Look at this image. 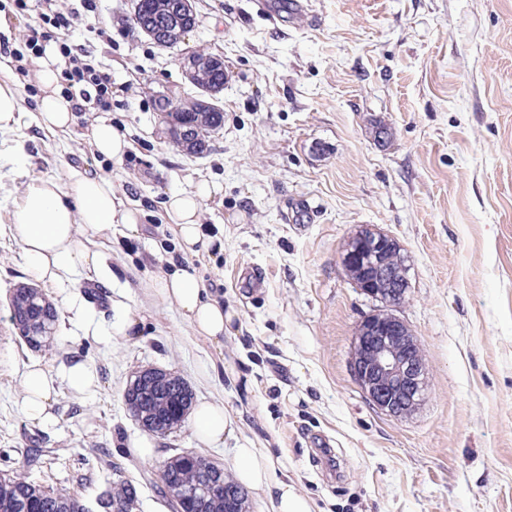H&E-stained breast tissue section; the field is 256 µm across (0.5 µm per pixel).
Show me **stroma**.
Segmentation results:
<instances>
[{
  "mask_svg": "<svg viewBox=\"0 0 512 512\" xmlns=\"http://www.w3.org/2000/svg\"><path fill=\"white\" fill-rule=\"evenodd\" d=\"M95 4L106 37L79 25L68 44L111 74L112 107L54 136L38 125L39 56L26 46L36 13L0 0V42L24 56L9 73L21 110L0 131V471L90 503L117 463L138 490L132 512H172L161 463L192 451L232 469L240 436L209 448L189 419L164 437L145 431L123 394L157 368L195 400L222 399L275 476H291L319 512H512V0H308L307 17L275 22L254 0H196V27L170 47L134 27L135 0ZM198 49L224 58V126L190 155L171 141L158 97L194 96L181 62ZM100 118L126 131L121 160L92 153ZM377 122L391 132L382 147ZM75 167L112 179L142 210L140 232L89 235L114 274L102 299L85 298L103 335H79L65 289L46 284L59 319L53 342L33 349L10 320L26 281L15 213L29 185ZM202 180L222 187L203 206L214 239L184 255L167 240L163 203ZM360 224L409 257L398 314L425 355L429 395L406 418L370 405L350 371L355 328L375 308L339 260ZM175 264L234 310L223 347L149 293ZM253 268L267 277L255 294L242 281ZM127 312L142 318L139 332L108 337ZM219 357L223 377L204 379ZM74 358L95 368L97 388L80 398L59 379L53 424L29 422L28 366L58 376Z\"/></svg>",
  "mask_w": 512,
  "mask_h": 512,
  "instance_id": "1",
  "label": "stroma"
}]
</instances>
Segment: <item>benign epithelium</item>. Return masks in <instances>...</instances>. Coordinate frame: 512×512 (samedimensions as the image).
Masks as SVG:
<instances>
[{"label": "benign epithelium", "mask_w": 512, "mask_h": 512, "mask_svg": "<svg viewBox=\"0 0 512 512\" xmlns=\"http://www.w3.org/2000/svg\"><path fill=\"white\" fill-rule=\"evenodd\" d=\"M340 263L354 286L379 304L353 337L350 369L368 402L395 417L415 413L428 394L423 350L406 322L394 314L409 292V259L373 225H360L344 242Z\"/></svg>", "instance_id": "benign-epithelium-1"}]
</instances>
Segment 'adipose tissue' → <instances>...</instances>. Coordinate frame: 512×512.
Wrapping results in <instances>:
<instances>
[{"instance_id":"obj_1","label":"adipose tissue","mask_w":512,"mask_h":512,"mask_svg":"<svg viewBox=\"0 0 512 512\" xmlns=\"http://www.w3.org/2000/svg\"><path fill=\"white\" fill-rule=\"evenodd\" d=\"M61 57L55 46H46L34 72L42 89L38 102L39 124L51 134L68 132L76 115L72 102L58 86ZM218 185L206 181L193 189L170 194L165 202L171 222L170 231L182 253L206 250L209 241L202 228L205 200L219 193ZM124 225L138 232L136 210L125 205L110 179L89 170H72L66 183L43 179L28 186L16 213L15 230L30 279L67 288L63 302L76 307L80 276H92L111 285L113 274L100 252L92 249L88 232L103 231L112 225ZM153 295L173 303L182 320L195 336L219 347L232 321L223 302L202 288L199 279L177 268L156 280ZM66 380L76 395L91 393L98 376L82 361L65 367L60 376L49 375L39 366H31L24 376L21 410L35 424L53 420L56 379ZM195 436L199 443L216 448L232 430L233 421L219 400L199 402L194 410ZM272 457L260 448L242 444L235 450L233 477L260 499L266 512H315L316 505L301 493L291 479H273Z\"/></svg>"}]
</instances>
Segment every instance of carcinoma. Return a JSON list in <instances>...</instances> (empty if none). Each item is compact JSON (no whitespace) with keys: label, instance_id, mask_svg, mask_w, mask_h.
<instances>
[{"label":"carcinoma","instance_id":"obj_1","mask_svg":"<svg viewBox=\"0 0 512 512\" xmlns=\"http://www.w3.org/2000/svg\"><path fill=\"white\" fill-rule=\"evenodd\" d=\"M178 0H141L138 19L141 25L155 33L154 43L170 45L173 26L188 24L177 9ZM194 87L200 92L224 90V65L207 61L200 65L194 77ZM180 126L188 130L186 145L194 154L203 153L206 138L224 126V109L218 105L201 112L197 101L177 107ZM58 319L56 307L46 301L36 288H19L12 299L11 320L26 327L24 342L38 348L50 339L47 329ZM129 408L135 416L148 415L155 428L169 434L184 422L193 400V393L184 380L171 373L152 386L135 376L125 391ZM160 481L173 482L196 491L195 497L183 503L185 512H224V492L244 491L235 484L224 467L191 452L172 455L160 467ZM136 487L130 481H118L110 491L96 499L92 509L82 499L63 490H47L17 473L0 474V512H130L136 498Z\"/></svg>","mask_w":512,"mask_h":512}]
</instances>
